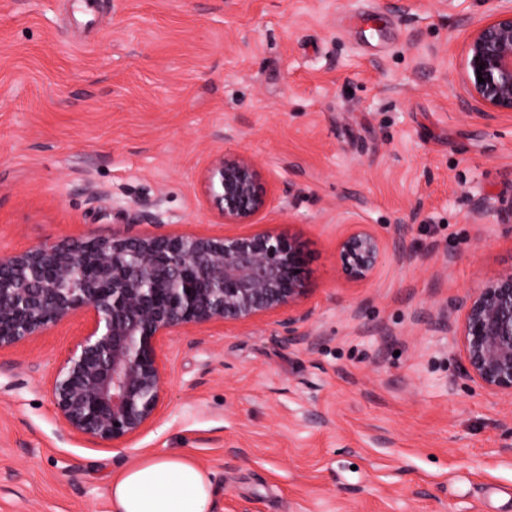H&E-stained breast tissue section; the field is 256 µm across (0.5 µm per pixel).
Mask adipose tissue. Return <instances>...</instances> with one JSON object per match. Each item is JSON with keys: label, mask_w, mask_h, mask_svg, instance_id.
Masks as SVG:
<instances>
[{"label": "adipose tissue", "mask_w": 512, "mask_h": 512, "mask_svg": "<svg viewBox=\"0 0 512 512\" xmlns=\"http://www.w3.org/2000/svg\"><path fill=\"white\" fill-rule=\"evenodd\" d=\"M112 512H212L213 481L188 457H148L112 475Z\"/></svg>", "instance_id": "adipose-tissue-1"}]
</instances>
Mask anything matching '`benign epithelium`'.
Instances as JSON below:
<instances>
[{
    "label": "benign epithelium",
    "instance_id": "1",
    "mask_svg": "<svg viewBox=\"0 0 512 512\" xmlns=\"http://www.w3.org/2000/svg\"><path fill=\"white\" fill-rule=\"evenodd\" d=\"M486 3L485 20L464 45L462 83L475 110L512 112V0ZM202 184L208 209L226 224H248L270 203L258 163L244 155L213 158ZM151 207L139 202L131 223H160ZM386 250L380 236L355 224L337 243L336 263L346 281L365 283ZM307 292L301 245L274 229L73 239L0 251V350L83 314L81 337L58 363L48 392L68 434L117 446L155 419L164 398L163 337L286 307L291 315L283 327L293 338L309 317L300 310ZM438 318L458 337L465 375L512 397V268L465 300H448Z\"/></svg>",
    "mask_w": 512,
    "mask_h": 512
}]
</instances>
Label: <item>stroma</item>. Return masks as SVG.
Here are the masks:
<instances>
[{
    "label": "stroma",
    "instance_id": "1",
    "mask_svg": "<svg viewBox=\"0 0 512 512\" xmlns=\"http://www.w3.org/2000/svg\"><path fill=\"white\" fill-rule=\"evenodd\" d=\"M483 0H0V249L292 233L311 312L167 337L164 402L122 445L70 436L46 392L82 315L0 351V512H110L151 455L207 469L213 512H512V398L437 319L512 267V112L466 102ZM377 15L363 27L350 12ZM254 157L252 224L206 206L217 154ZM156 224H133L135 200ZM391 250L346 283L336 242ZM411 260H399L394 247Z\"/></svg>",
    "mask_w": 512,
    "mask_h": 512
}]
</instances>
